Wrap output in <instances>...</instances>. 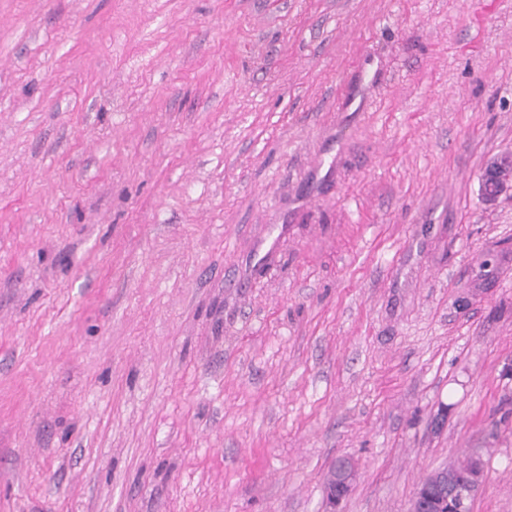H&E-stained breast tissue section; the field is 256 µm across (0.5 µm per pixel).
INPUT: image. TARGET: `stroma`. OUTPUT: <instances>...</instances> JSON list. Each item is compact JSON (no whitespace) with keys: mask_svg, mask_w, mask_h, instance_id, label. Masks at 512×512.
I'll return each instance as SVG.
<instances>
[{"mask_svg":"<svg viewBox=\"0 0 512 512\" xmlns=\"http://www.w3.org/2000/svg\"><path fill=\"white\" fill-rule=\"evenodd\" d=\"M512 0H0V512H512ZM512 191V153L492 159L480 176V194L485 202H492L500 195ZM354 476V471L348 472V477L343 482V485L340 486L338 490H336V476L335 475H329L326 481L325 485V497H326V503L329 507V510H326L328 512H335L337 511V508L339 507L342 499L346 496L351 481Z\"/></svg>","mask_w":512,"mask_h":512,"instance_id":"1","label":"stroma"}]
</instances>
